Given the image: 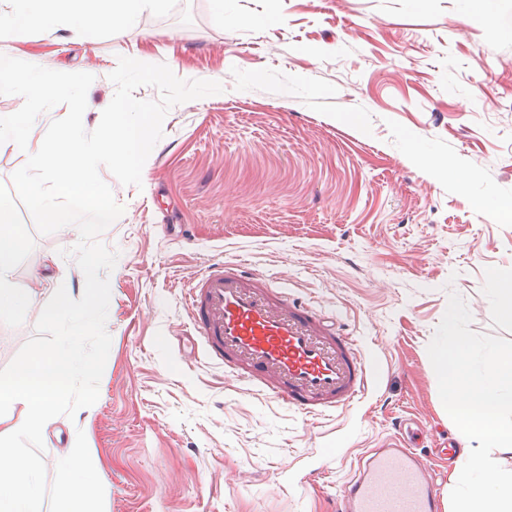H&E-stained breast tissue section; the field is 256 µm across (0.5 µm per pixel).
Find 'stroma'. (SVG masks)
Masks as SVG:
<instances>
[{
    "instance_id": "obj_1",
    "label": "stroma",
    "mask_w": 512,
    "mask_h": 512,
    "mask_svg": "<svg viewBox=\"0 0 512 512\" xmlns=\"http://www.w3.org/2000/svg\"><path fill=\"white\" fill-rule=\"evenodd\" d=\"M0 52L93 74L89 131L121 56L224 87L169 110L141 187L100 171L124 208L100 236L118 255L111 348L97 402L48 427L47 472L81 431L105 512H335L359 455L402 419L451 512L459 434L427 346L453 291L471 330L512 340L492 283L512 271V0L489 19L475 0H157L115 33L3 31ZM18 212L35 246L13 280L34 301L20 327L0 323V369L34 335L53 278L75 299L85 288L62 255L78 228L43 235ZM222 259L335 313L372 370L367 395L307 420L171 349L190 280Z\"/></svg>"
}]
</instances>
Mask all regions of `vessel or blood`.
<instances>
[{"label": "vessel or blood", "instance_id": "1", "mask_svg": "<svg viewBox=\"0 0 512 512\" xmlns=\"http://www.w3.org/2000/svg\"><path fill=\"white\" fill-rule=\"evenodd\" d=\"M191 345L237 382L307 417L361 400L373 383L355 336L335 317L240 261L207 265L186 292ZM436 481L404 432L361 455L336 512H440Z\"/></svg>", "mask_w": 512, "mask_h": 512}]
</instances>
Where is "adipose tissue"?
<instances>
[{"label": "adipose tissue", "instance_id": "1", "mask_svg": "<svg viewBox=\"0 0 512 512\" xmlns=\"http://www.w3.org/2000/svg\"><path fill=\"white\" fill-rule=\"evenodd\" d=\"M9 9L0 8V30L35 29L51 37L62 23L83 28L117 29L130 22L144 7L146 0H112L111 12L92 9L83 4L57 5L56 0H8Z\"/></svg>", "mask_w": 512, "mask_h": 512}]
</instances>
